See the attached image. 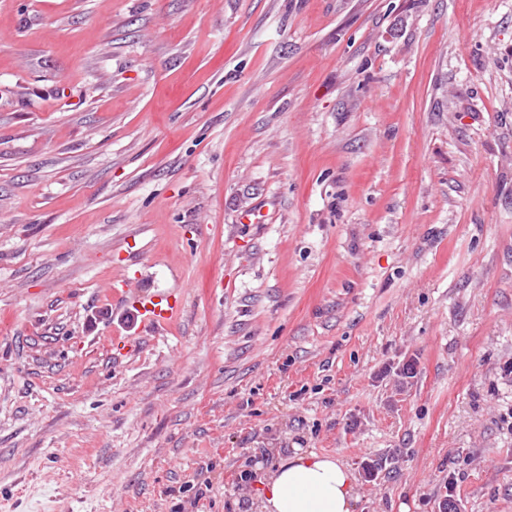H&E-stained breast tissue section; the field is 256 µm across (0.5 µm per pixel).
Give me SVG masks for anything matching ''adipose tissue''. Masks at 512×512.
<instances>
[{"mask_svg":"<svg viewBox=\"0 0 512 512\" xmlns=\"http://www.w3.org/2000/svg\"><path fill=\"white\" fill-rule=\"evenodd\" d=\"M354 474L329 455L305 453L281 463L262 484L260 512H353Z\"/></svg>","mask_w":512,"mask_h":512,"instance_id":"1","label":"adipose tissue"}]
</instances>
